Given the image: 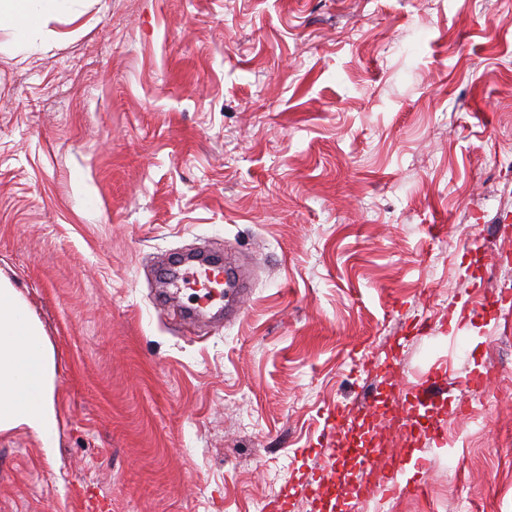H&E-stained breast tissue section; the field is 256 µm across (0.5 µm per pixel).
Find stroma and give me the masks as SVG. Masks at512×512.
Here are the masks:
<instances>
[{"mask_svg": "<svg viewBox=\"0 0 512 512\" xmlns=\"http://www.w3.org/2000/svg\"><path fill=\"white\" fill-rule=\"evenodd\" d=\"M506 157L512 0H73L29 45L0 26V272L59 415L50 455L0 434V512H267L324 466L341 497L363 427L423 480L398 512H512ZM192 249L245 269L229 320L166 300ZM470 371L491 389L462 417ZM432 387L440 448L392 426ZM331 496L292 512H349Z\"/></svg>", "mask_w": 512, "mask_h": 512, "instance_id": "1", "label": "stroma"}]
</instances>
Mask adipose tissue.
<instances>
[{
    "instance_id": "obj_1",
    "label": "adipose tissue",
    "mask_w": 512,
    "mask_h": 512,
    "mask_svg": "<svg viewBox=\"0 0 512 512\" xmlns=\"http://www.w3.org/2000/svg\"><path fill=\"white\" fill-rule=\"evenodd\" d=\"M66 0H0L16 41L63 12ZM55 357L44 328L11 280L0 274V433L22 429L44 451L57 446Z\"/></svg>"
}]
</instances>
